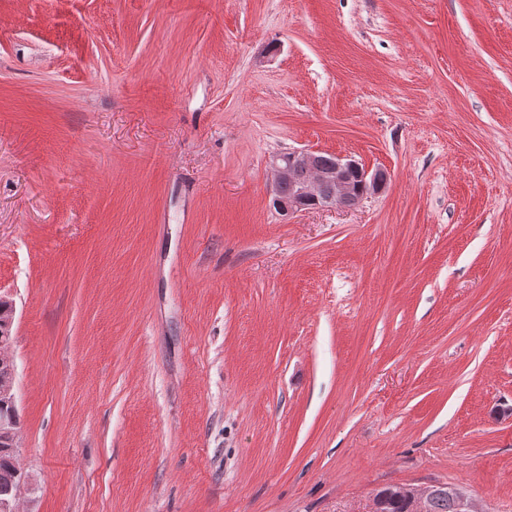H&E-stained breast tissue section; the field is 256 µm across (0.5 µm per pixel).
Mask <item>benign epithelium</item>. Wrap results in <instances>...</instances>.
<instances>
[{"label": "benign epithelium", "mask_w": 512, "mask_h": 512, "mask_svg": "<svg viewBox=\"0 0 512 512\" xmlns=\"http://www.w3.org/2000/svg\"><path fill=\"white\" fill-rule=\"evenodd\" d=\"M273 189L288 184L294 195L286 201H277L280 212L288 214L306 208L310 202L316 208H351L364 198L378 192L387 181V173L381 169L370 172L358 162L334 156L326 164L319 154L308 150H296L280 154L272 163ZM10 343L0 342V401L9 404L12 414L0 417V438L12 441L11 452L19 458L13 414L17 413L15 394L16 366L8 354ZM20 483L0 492V512H17L22 491L29 485V476L20 470Z\"/></svg>", "instance_id": "1"}]
</instances>
